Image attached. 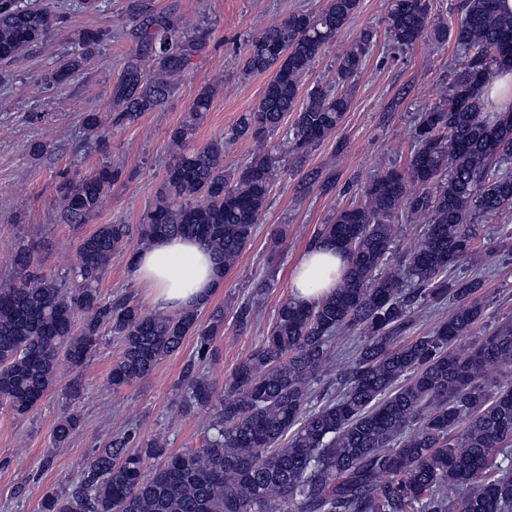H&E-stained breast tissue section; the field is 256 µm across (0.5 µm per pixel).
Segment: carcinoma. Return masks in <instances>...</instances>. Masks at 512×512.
Here are the masks:
<instances>
[{
    "mask_svg": "<svg viewBox=\"0 0 512 512\" xmlns=\"http://www.w3.org/2000/svg\"><path fill=\"white\" fill-rule=\"evenodd\" d=\"M358 7L359 0H329L321 12L293 14L252 39L245 72L274 73L235 124V137L258 144L235 181L224 175V139L193 145L216 94L203 85L189 119L170 133V162L141 224L99 225L61 276L42 271L33 247L15 250L18 281L0 287L1 407L30 411L60 383L61 362L84 365L104 328L122 342L109 374L115 390L151 375L190 333L198 362L215 357L222 311L204 327L197 308L162 315L127 298L105 302L101 278L134 231L145 243L200 238L218 268L234 266L266 208L277 162L264 149L267 136L297 112L290 151L302 156L349 109V86L374 40L368 29L340 58L336 89L316 86L297 102L311 65ZM130 12L139 21L138 49L116 86L114 126L160 107L210 38L202 26L176 30L143 0H132ZM57 23L31 0H0V61L39 46ZM384 34L397 49L426 38L444 45L451 35L462 61L444 99L422 112L406 168L372 179L362 203L336 211L310 240L346 259L335 291L312 305L284 300L262 343L223 386L187 368L188 404L213 410L200 447L172 453L165 440H144L130 426L89 456L71 492H47L40 512H512V469L496 463L512 446V385L493 392L486 382L489 367L512 362V326L461 346L482 316L483 282L452 277L473 256L475 221L512 212V170H502L512 164V109L488 112L485 96L500 70H512V13L500 0H461L450 29L432 20L431 0H388ZM101 38L80 32L81 51L54 69L52 83L78 72ZM82 125L96 147L106 146L99 113H84ZM120 178L108 163L62 178L60 221L86 223ZM404 209L427 220V234L404 264L390 267L394 220ZM448 302L432 334L401 342L417 308ZM341 331L359 333L361 342L337 374L336 395L313 405L312 385L330 370ZM77 428V418H62L56 442Z\"/></svg>",
    "mask_w": 512,
    "mask_h": 512,
    "instance_id": "obj_1",
    "label": "carcinoma"
}]
</instances>
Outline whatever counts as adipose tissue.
Instances as JSON below:
<instances>
[{
  "label": "adipose tissue",
  "instance_id": "adipose-tissue-1",
  "mask_svg": "<svg viewBox=\"0 0 512 512\" xmlns=\"http://www.w3.org/2000/svg\"><path fill=\"white\" fill-rule=\"evenodd\" d=\"M342 268L333 247L307 250L292 274V295L305 304L320 301L335 290ZM128 275L147 290L156 307L178 311L201 307L224 284L210 247L179 236L160 238L143 248Z\"/></svg>",
  "mask_w": 512,
  "mask_h": 512
}]
</instances>
